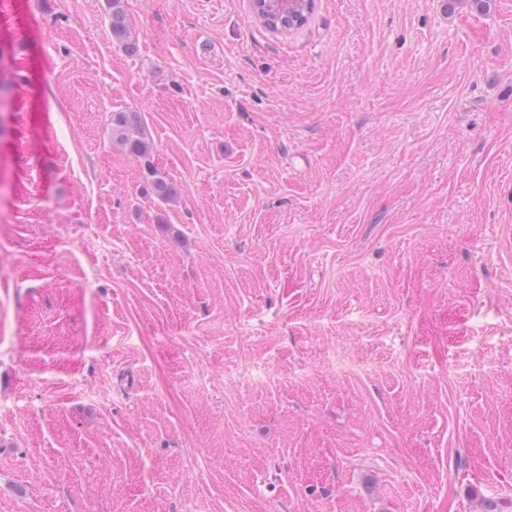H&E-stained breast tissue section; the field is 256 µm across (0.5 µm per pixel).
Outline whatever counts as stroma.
<instances>
[{
    "mask_svg": "<svg viewBox=\"0 0 512 512\" xmlns=\"http://www.w3.org/2000/svg\"><path fill=\"white\" fill-rule=\"evenodd\" d=\"M124 7H0V512H512V0ZM105 2L113 41L128 55H136L138 38L128 22L122 0H105ZM298 1L291 5V14L288 10V19H283L285 15L273 14L263 18L258 16L257 10L252 5L253 13L259 18L261 24L272 32L287 33L288 30L296 31L303 28L309 21L313 11L312 0H288ZM141 113L136 110L113 112L111 123L112 144L147 163L150 173L151 194L160 202H168L177 194V188L150 165L152 144L143 136Z\"/></svg>",
    "mask_w": 512,
    "mask_h": 512,
    "instance_id": "stroma-1",
    "label": "stroma"
}]
</instances>
